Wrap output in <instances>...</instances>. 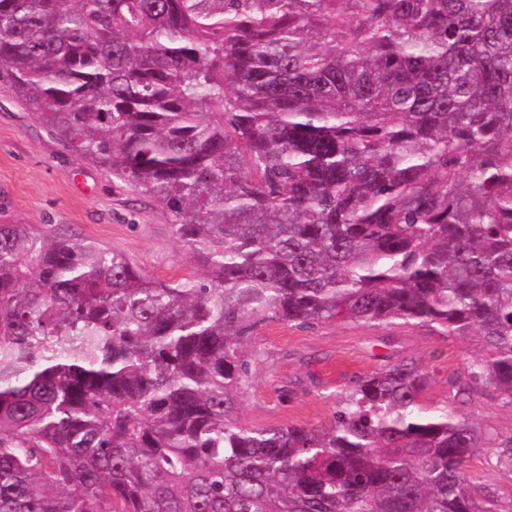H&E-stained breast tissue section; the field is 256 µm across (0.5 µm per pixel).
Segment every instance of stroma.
<instances>
[{"mask_svg": "<svg viewBox=\"0 0 512 512\" xmlns=\"http://www.w3.org/2000/svg\"><path fill=\"white\" fill-rule=\"evenodd\" d=\"M0 224H65L124 252L149 275L168 280L190 261L175 238L173 216L111 170L70 150L36 118L32 107L0 87ZM248 346L257 355L252 385L239 410L248 426H318L334 414L351 380L403 358L428 374L423 401L442 405L448 377L462 372L473 341L443 338L421 325L326 323L261 326ZM475 422L485 453L466 472L512 494V470L492 465L489 446L512 434V410L486 395L461 406Z\"/></svg>", "mask_w": 512, "mask_h": 512, "instance_id": "stroma-1", "label": "stroma"}]
</instances>
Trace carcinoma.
<instances>
[{
	"instance_id": "carcinoma-1",
	"label": "carcinoma",
	"mask_w": 512,
	"mask_h": 512,
	"mask_svg": "<svg viewBox=\"0 0 512 512\" xmlns=\"http://www.w3.org/2000/svg\"><path fill=\"white\" fill-rule=\"evenodd\" d=\"M0 85L191 259L0 224V512H512L452 409H512V0H0ZM337 320L481 352L244 425L248 337Z\"/></svg>"
}]
</instances>
